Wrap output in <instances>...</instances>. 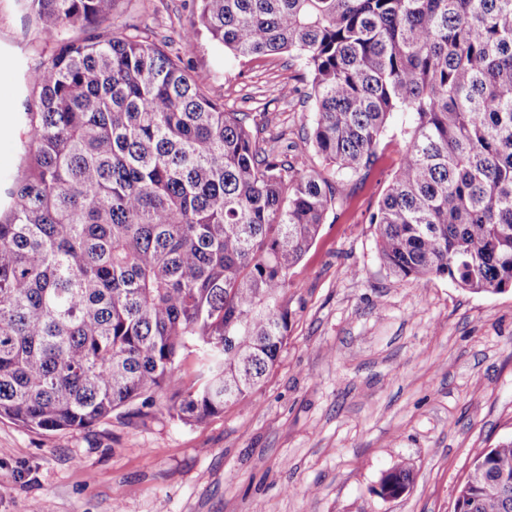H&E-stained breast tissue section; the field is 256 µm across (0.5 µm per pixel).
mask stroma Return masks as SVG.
<instances>
[{
	"mask_svg": "<svg viewBox=\"0 0 512 512\" xmlns=\"http://www.w3.org/2000/svg\"><path fill=\"white\" fill-rule=\"evenodd\" d=\"M193 0H119L99 28L166 37L209 95L247 112L300 170L311 104L302 59L253 60L207 38L186 46ZM48 49L23 0H0V202L25 168L23 72ZM409 116L394 113L368 171L329 211L291 269L288 338L245 403L207 423L171 418V394L82 430L37 432L0 419V512H454L475 455L512 436V290L473 294L448 278L394 276L369 218L399 166ZM414 473L395 500L374 489L397 464Z\"/></svg>",
	"mask_w": 512,
	"mask_h": 512,
	"instance_id": "35a3bbf8",
	"label": "stroma"
}]
</instances>
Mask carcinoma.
I'll list each match as a JSON object with an SVG mask.
<instances>
[{
	"label": "carcinoma",
	"instance_id": "cac0c4a2",
	"mask_svg": "<svg viewBox=\"0 0 512 512\" xmlns=\"http://www.w3.org/2000/svg\"><path fill=\"white\" fill-rule=\"evenodd\" d=\"M48 57L24 74V176L0 215V418L91 426L156 404L185 352L197 385L167 410L203 424L243 402L288 337V279L391 114L407 145L370 223L397 276L512 288V0H197L236 57L294 53L313 104L297 172L153 33L96 26L112 0H26ZM78 27L83 36L62 39ZM512 438L478 453L469 512H512ZM406 489L413 472L388 470Z\"/></svg>",
	"mask_w": 512,
	"mask_h": 512
}]
</instances>
